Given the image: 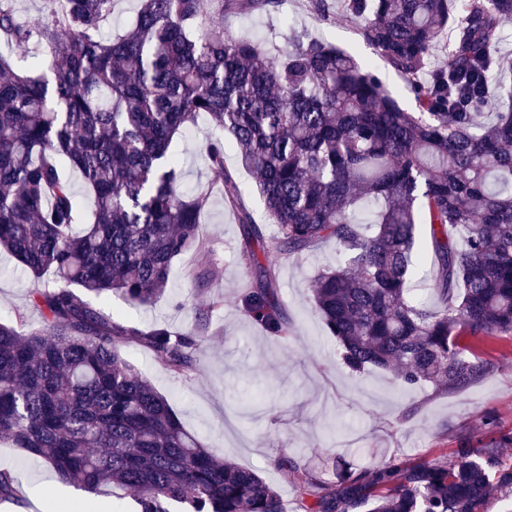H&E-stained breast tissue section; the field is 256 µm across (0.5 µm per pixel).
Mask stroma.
<instances>
[{
    "mask_svg": "<svg viewBox=\"0 0 512 512\" xmlns=\"http://www.w3.org/2000/svg\"><path fill=\"white\" fill-rule=\"evenodd\" d=\"M329 19L314 13L309 0H281L276 11L204 18L200 28L223 25L235 37L253 39L262 50L282 53L294 33L333 43L369 64L385 88L406 110L415 98L406 79L364 42L358 24L347 17L343 0H328ZM206 122L188 126L173 145L182 165L184 189L210 180ZM202 251H189L173 263L168 289L150 305H132L112 296L95 307L139 329L162 325L193 337L195 372L188 377L167 370L150 350L127 340L122 355L166 397L186 429L221 458L255 469L278 488L286 505L296 491L277 461L303 464L325 452L354 459L371 469L382 460L452 456L460 436H485V418L512 430V334L494 340L474 338L478 354L492 369L469 388L446 392L430 385L404 386L376 368L352 375L341 364L311 300L315 272L335 264L336 247L277 263V288L295 334L280 341L243 310L242 284L250 279L240 261L243 231L219 195L201 216ZM22 271L9 254H0V319L23 317L28 328L41 326L33 305L35 289L51 283ZM219 297L222 309L200 317L198 309ZM0 469L9 470L23 491L41 486L52 512H72L83 492L61 483L41 458L0 441Z\"/></svg>",
    "mask_w": 512,
    "mask_h": 512,
    "instance_id": "35a3bbf8",
    "label": "stroma"
}]
</instances>
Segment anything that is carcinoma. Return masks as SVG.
<instances>
[{"instance_id":"carcinoma-1","label":"carcinoma","mask_w":512,"mask_h":512,"mask_svg":"<svg viewBox=\"0 0 512 512\" xmlns=\"http://www.w3.org/2000/svg\"><path fill=\"white\" fill-rule=\"evenodd\" d=\"M13 2L0 0V249L55 280L35 291L41 328L0 321V437L87 493L132 492L140 512H286L260 474L187 430L119 349L132 338L188 375L193 340L129 326L89 300L151 304L174 260L199 246L209 195L181 190L171 145L201 117L213 131L211 181L237 210L256 272L242 296L253 320L290 338L276 259L333 241L340 260L315 274L312 302L351 372L390 369L406 385L452 392L489 371L467 338L512 333V84L497 56L512 0H344L367 44L410 83L413 112L333 44L295 35L269 55L220 27L197 34L209 11L280 0H141L114 37L103 30L115 0H46L48 18L26 21ZM445 39V65L417 82ZM33 41L51 55L35 48L20 70L5 50ZM493 95L509 108L484 112ZM228 137L257 177L270 237L224 167ZM64 163L83 178L90 210ZM423 225L430 302L409 288ZM511 447L512 432L495 431L461 438L442 460L344 462L334 485L286 458L281 467L300 512H490L512 501V466L499 456ZM22 495L1 469L0 503Z\"/></svg>"}]
</instances>
